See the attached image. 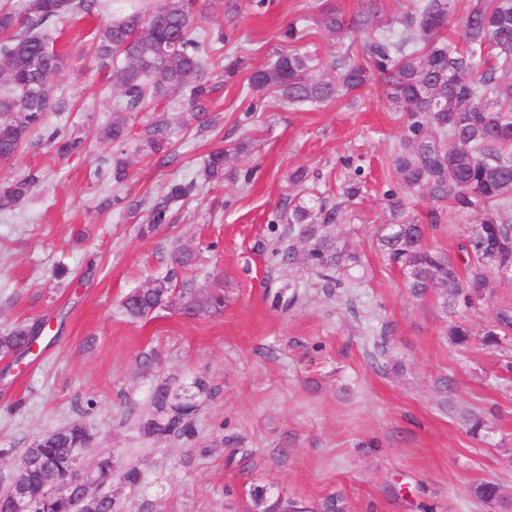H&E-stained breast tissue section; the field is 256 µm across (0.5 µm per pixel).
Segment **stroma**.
Returning a JSON list of instances; mask_svg holds the SVG:
<instances>
[{
  "label": "stroma",
  "instance_id": "35a3bbf8",
  "mask_svg": "<svg viewBox=\"0 0 512 512\" xmlns=\"http://www.w3.org/2000/svg\"><path fill=\"white\" fill-rule=\"evenodd\" d=\"M239 2L232 18L225 0H200L248 65L225 83L204 131L186 122L177 92L127 115L124 146L99 141L119 98L111 70L94 59L103 17L75 15L57 42L83 55L54 77L72 107L48 113L44 129L65 128L85 148L60 157L35 140L0 162V181L39 173L30 195L0 213V328L43 321L53 339L37 355L0 359V485L35 439L75 423L91 435L87 463L104 453L116 468L141 470L138 488L112 483L123 512H245L254 482L311 504L336 493L349 512H493L470 489L491 480L512 497V341L499 351L480 337L493 309L512 302V281L494 280L487 300L467 312L468 346L449 343L450 317L436 294L413 298L376 246L404 116L374 79L323 104L284 105L270 91L246 96L248 69L287 52L284 28L316 16L323 0ZM366 39L312 24L293 47L331 65ZM159 119L172 156L165 166L139 149ZM244 139L251 150L230 160L223 183L200 184L152 232L141 233V217L100 207L115 189L151 202L197 176L213 149ZM118 153L129 176L116 188L94 171L100 157ZM357 165L361 193L348 202L342 191ZM300 169L307 182L291 184ZM291 200L346 202L358 287L327 291L303 257L272 256L271 226ZM183 248L195 252L194 264L172 269L171 253ZM167 277L223 289V308L185 317L166 307L129 319L126 295ZM294 291L299 301L287 304ZM163 384L199 403L194 440L144 432ZM470 413L488 422L484 439L467 434Z\"/></svg>",
  "mask_w": 512,
  "mask_h": 512
}]
</instances>
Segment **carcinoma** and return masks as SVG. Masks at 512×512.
<instances>
[{
	"instance_id": "1",
	"label": "carcinoma",
	"mask_w": 512,
	"mask_h": 512,
	"mask_svg": "<svg viewBox=\"0 0 512 512\" xmlns=\"http://www.w3.org/2000/svg\"><path fill=\"white\" fill-rule=\"evenodd\" d=\"M454 0H412L390 19L377 0H362L363 7L347 15L334 6L319 11L315 24L340 39L355 30L371 32L360 53H346L336 66V79L316 78L318 58L294 52L249 74L247 89L272 90L292 105L325 103L362 87L378 75L387 100L407 119V134L394 159L398 188L385 192L389 222L377 238L379 251L402 271L406 287L417 298L433 291L442 299L443 311L457 306L471 309L483 301L492 276L512 271V0H474L462 19V34L446 37ZM102 0H23L21 10L0 7V162L11 161L42 127L45 114L60 112L63 102L53 95L52 79L69 67L71 55L50 45V29L77 13L101 14ZM207 16L198 0H149L118 19H105L98 31L96 60L107 67L116 57L124 65L115 72L120 91V112H138L149 101L169 91H185L189 120L202 130L213 124L209 116L219 86L210 72L220 69L227 79L245 69L243 58L224 54V32H206ZM105 140L118 146L129 139L127 121L115 120L103 131ZM164 127L144 132L142 145L149 153L162 148ZM47 142L58 156L77 154L83 141L53 130ZM245 141L228 151L213 150L203 169L205 182L224 181L228 155L247 151ZM117 185L128 178V164L112 158V167L96 171ZM37 181V172L0 183V211H11ZM197 180L169 185L147 208L145 231L170 221L172 202L190 197ZM424 190L434 202L429 214L432 229L445 210L457 215L478 212L479 223L463 231L457 253H444L425 241L424 228L406 217L405 194ZM314 210L288 204L280 221L288 233L305 243L304 260L323 288H350V273L357 257L349 251L343 226L349 217L341 205ZM162 307H176L196 315L224 307V294L205 292L190 281L178 287L149 282L130 292L122 302L125 314L145 319ZM40 325L22 324L0 333V356H25L21 348ZM448 340L465 347L472 341L463 320L448 324ZM512 335V306L501 305L484 330L481 343L499 348ZM156 415L143 423L152 436H174L190 441L198 404L164 384L154 395ZM83 426L73 424L54 433L43 444L23 453L26 477L31 483H62L69 478L73 453L87 448ZM93 477L104 485L112 478L131 488L142 483L134 466L115 472L112 458L98 459ZM485 503L502 499L497 483L482 480L471 488ZM248 512H346L340 496L326 497L314 510L293 500L274 499L267 487L251 484ZM43 512H122L112 498L88 510L79 498L50 502Z\"/></svg>"
}]
</instances>
